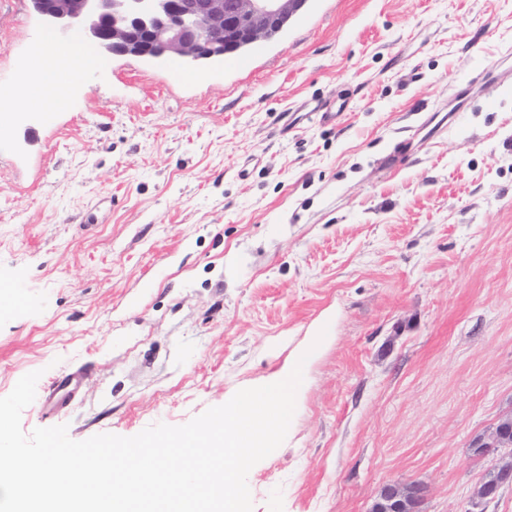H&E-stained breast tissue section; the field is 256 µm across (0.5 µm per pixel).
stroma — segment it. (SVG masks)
I'll return each mask as SVG.
<instances>
[{"label":"stroma","mask_w":512,"mask_h":512,"mask_svg":"<svg viewBox=\"0 0 512 512\" xmlns=\"http://www.w3.org/2000/svg\"><path fill=\"white\" fill-rule=\"evenodd\" d=\"M52 32L0 0V80ZM72 41L101 66L53 125L21 99L0 124V397L40 374L23 431L185 424L330 313L253 512H370L414 482L421 512H512V486L474 499V444L512 418V0H307L204 66Z\"/></svg>","instance_id":"35a3bbf8"}]
</instances>
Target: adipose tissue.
I'll use <instances>...</instances> for the list:
<instances>
[{
	"mask_svg": "<svg viewBox=\"0 0 512 512\" xmlns=\"http://www.w3.org/2000/svg\"><path fill=\"white\" fill-rule=\"evenodd\" d=\"M44 51L38 60L37 76L24 88L22 97L30 111L66 105V88L81 80L94 60L81 47L59 43L54 38L39 39Z\"/></svg>",
	"mask_w": 512,
	"mask_h": 512,
	"instance_id": "obj_1",
	"label": "adipose tissue"
}]
</instances>
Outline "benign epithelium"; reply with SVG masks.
<instances>
[{"instance_id": "1", "label": "benign epithelium", "mask_w": 512, "mask_h": 512, "mask_svg": "<svg viewBox=\"0 0 512 512\" xmlns=\"http://www.w3.org/2000/svg\"><path fill=\"white\" fill-rule=\"evenodd\" d=\"M39 14L65 36L73 27L109 53L146 56L154 48L182 58L217 51L224 40L268 38L290 0H34ZM501 486H512V454L495 462Z\"/></svg>"}]
</instances>
